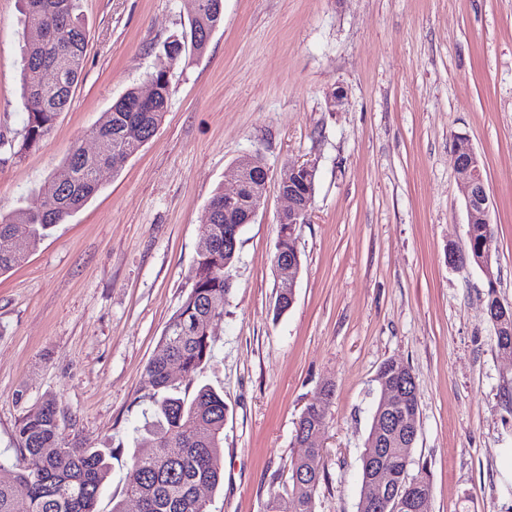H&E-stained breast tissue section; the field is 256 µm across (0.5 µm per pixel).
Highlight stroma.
<instances>
[{
	"label": "stroma",
	"mask_w": 512,
	"mask_h": 512,
	"mask_svg": "<svg viewBox=\"0 0 512 512\" xmlns=\"http://www.w3.org/2000/svg\"><path fill=\"white\" fill-rule=\"evenodd\" d=\"M87 32L71 105L39 148L16 154L21 105L16 0H0V209L40 206L73 143L130 85L162 66L158 45L186 0H78ZM170 68L154 138L0 274V462L15 427L55 397L68 442L121 448L98 502L121 495L152 404L144 370L190 286L213 191L260 152L266 198L241 229L232 290L198 381L224 395L223 482L208 512H287L302 410L333 383L315 512H357L364 441L387 359L408 362L426 465V512H512V354L496 345L488 289L512 303V0H224L205 54ZM343 90L342 104L330 102ZM481 156L493 277L464 247L453 144ZM317 167L292 307L275 315L273 265L291 162Z\"/></svg>",
	"instance_id": "1"
}]
</instances>
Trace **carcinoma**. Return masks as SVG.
Here are the masks:
<instances>
[{
	"label": "carcinoma",
	"instance_id": "obj_1",
	"mask_svg": "<svg viewBox=\"0 0 512 512\" xmlns=\"http://www.w3.org/2000/svg\"><path fill=\"white\" fill-rule=\"evenodd\" d=\"M24 27H45L36 41L22 49V104L27 113L18 153L40 146L50 134L58 115L71 103L86 57V32L77 13V0H19ZM188 25L169 35L159 51L171 63H190L202 56L208 41L204 29L217 30L224 21V0H195ZM155 90L142 98L139 88L129 87L103 113L90 134L106 143V152L86 156L81 146L70 149L62 170L66 179L51 177L40 208L0 212V273L22 265L47 230L65 223L99 190L98 170L108 162L119 173L156 135L170 106L169 74L148 73ZM224 223V189H217L207 207L202 236L210 246L200 248L193 266L191 286L181 305L171 315L161 337L159 352L145 368L144 383L155 405L145 422L147 437L133 448L123 499L112 512H125L131 497L140 499L143 512H208L206 501L196 496L199 485L214 489L222 480L219 465L224 440V397L208 385L194 386L201 368L213 353L210 326L224 316V302L231 290L226 271L236 259L237 248L224 247V235L234 228ZM493 243L490 224L469 228L465 257L480 256L485 244ZM497 345L512 348V314L495 330ZM413 376L401 359L389 358L376 378ZM195 387L190 396L181 388ZM326 395L309 403L306 416L298 419L294 447L302 434L322 428L331 413L334 385ZM419 408L413 400L395 421L380 428L372 421L364 448L378 453L377 464L403 469L401 446L406 438L403 422ZM21 459L12 466L0 463V512H15L18 495L27 501L28 512H98L100 489L107 480L110 460L119 456L114 448H95L67 442L61 431L56 401L45 398L20 417L15 430ZM322 449L310 448L291 463L289 494L300 500L297 512H314L315 494L325 472Z\"/></svg>",
	"mask_w": 512,
	"mask_h": 512
}]
</instances>
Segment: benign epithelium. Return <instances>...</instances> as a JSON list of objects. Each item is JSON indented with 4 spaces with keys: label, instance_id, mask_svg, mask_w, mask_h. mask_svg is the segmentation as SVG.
Instances as JSON below:
<instances>
[{
    "label": "benign epithelium",
    "instance_id": "7a95c632",
    "mask_svg": "<svg viewBox=\"0 0 512 512\" xmlns=\"http://www.w3.org/2000/svg\"><path fill=\"white\" fill-rule=\"evenodd\" d=\"M455 170L464 198L467 212V224H489L490 199L487 192L484 168L480 156L465 138L456 140ZM317 167L313 163L293 162L284 169L280 182L288 184V188L280 189L281 195L288 201V206L278 216V223L288 230L289 237H295L294 225L306 224L311 217L313 196L302 193L290 181L291 176L315 174ZM231 180L234 187L224 191V208L231 211L240 203L245 192L252 191L248 199L253 214H258L264 204L266 183H250L249 167L236 160L231 167ZM280 282L287 288L296 287V281L301 268L300 258L293 255L284 256L275 265ZM410 381L393 380L381 384L382 412H390L409 405L412 398ZM425 495L417 481L402 482L396 479V471L385 467L376 469V476L370 491L361 503L362 512H382L390 509L392 512H422Z\"/></svg>",
    "mask_w": 512,
    "mask_h": 512
}]
</instances>
